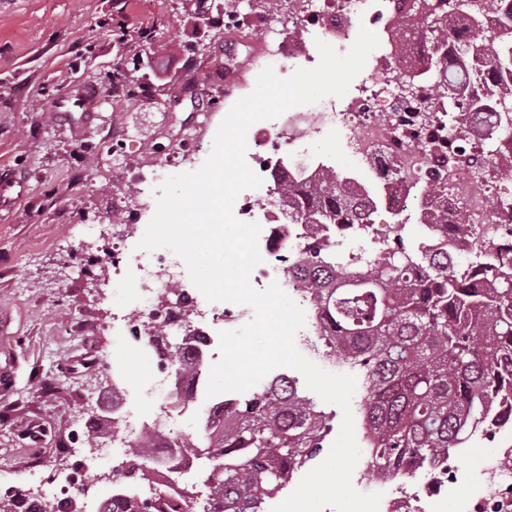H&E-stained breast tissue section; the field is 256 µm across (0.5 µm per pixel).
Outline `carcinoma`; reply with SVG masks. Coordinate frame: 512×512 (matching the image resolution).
<instances>
[{"label": "carcinoma", "mask_w": 512, "mask_h": 512, "mask_svg": "<svg viewBox=\"0 0 512 512\" xmlns=\"http://www.w3.org/2000/svg\"><path fill=\"white\" fill-rule=\"evenodd\" d=\"M495 0H473L476 13L445 11L420 0L419 14L392 23L433 38L480 28V12ZM461 69L435 59L432 96L453 107L472 93L477 112H499V130L512 133L501 107L512 106V23L488 39L464 40ZM290 224L308 226L304 264L296 273L314 310L319 347L338 355L363 379L359 413L369 469L394 480L430 468L467 447L483 429L512 426V246L499 259L458 273L448 267V239H478L474 224L448 221V199L431 178L422 225L426 240L411 251L400 244L379 255L336 256L333 231L366 228L373 199L339 173L319 179L274 178ZM181 375L199 355L176 350ZM224 418L201 424L186 440L202 460L201 481L216 512H264L288 479L314 459L327 416L281 374L249 397L224 403Z\"/></svg>", "instance_id": "1"}]
</instances>
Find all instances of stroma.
<instances>
[{
  "label": "stroma",
  "mask_w": 512,
  "mask_h": 512,
  "mask_svg": "<svg viewBox=\"0 0 512 512\" xmlns=\"http://www.w3.org/2000/svg\"><path fill=\"white\" fill-rule=\"evenodd\" d=\"M235 57L256 79L251 56L220 17L174 0H0V166L23 170L24 198L0 206V470L37 456L51 461L75 438L72 412L113 394L150 416L143 395L152 364L112 334L121 298L94 282L82 251L89 226L103 222L117 188L135 192L128 163L192 126L197 114H225L212 93L211 57ZM125 73L137 102L114 93ZM95 85L103 94L88 127L75 129L50 110L67 85ZM95 346V368L85 367ZM512 433L475 436L456 460L457 480L438 487L421 477L377 483L367 457L352 474L362 493L396 487L429 495L436 512H467L484 486L481 468L497 466Z\"/></svg>",
  "instance_id": "35a3bbf8"
}]
</instances>
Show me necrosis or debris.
Here are the masks:
<instances>
[{
  "label": "necrosis or debris",
  "mask_w": 512,
  "mask_h": 512,
  "mask_svg": "<svg viewBox=\"0 0 512 512\" xmlns=\"http://www.w3.org/2000/svg\"><path fill=\"white\" fill-rule=\"evenodd\" d=\"M291 22L302 36L284 38L275 33L270 16L253 15L234 20L235 30L264 41L266 54L279 61L281 69L313 67L317 42L346 46L357 26L387 28L392 20L406 13L410 0H283ZM430 50L418 41L389 48L376 57L367 77L340 100H321L302 108H292L280 117L253 124L247 132L246 161L262 179L259 188L250 190V199L235 207V216L261 227L259 250L263 257L251 274L253 286L274 282L287 284V270L307 246L305 228L284 225L272 186V173L315 172L331 167L328 157L317 151L327 136L340 144V152L372 164L371 174L383 181L389 166H396L406 178L407 190L383 192L379 204L398 223H414L418 216L413 186L427 182L430 171L446 178L449 187L465 183L463 195L449 194L453 221L478 225L483 240L495 246L512 241V195H497L495 184L470 174L474 156H484L486 164L498 156L488 149L497 133V117L492 112L456 109L447 114L439 108L419 111L418 105L431 96L427 82L421 81L430 62ZM414 76L411 87L393 82L392 73ZM211 128L200 123L192 132L179 131L171 137L172 149L150 155L140 167L127 173L137 187L136 196L117 192L112 199V224L118 236L104 238L94 234L90 247L100 248L105 261L99 278L111 286L131 276L129 298L112 312V327L136 349H150L157 327L178 338L196 336L202 346H210L214 333L237 329L252 318L247 307L207 301L201 292L188 294L186 302L172 301L170 290L181 286L183 260L167 249L152 252L137 248L123 231L129 225L146 229L145 214L155 197L154 190L182 163L202 151V142ZM264 202L255 209L253 199ZM209 366H198L189 375L173 377L163 360L153 364V384L148 393L154 399L155 418L135 424L137 437L154 442L151 464L137 474L139 496L168 497L187 488L197 468L194 454L182 447L185 423L212 416L216 405L206 396ZM55 467L32 461L19 472L8 474L6 496H20L35 503L39 512H50L59 500L72 502L73 512H94L108 498L105 479L115 476L128 463L119 447L101 443L92 457L82 458L75 442H68ZM81 458L85 468L96 472L92 483L79 482L69 461Z\"/></svg>",
  "instance_id": "obj_1"
}]
</instances>
